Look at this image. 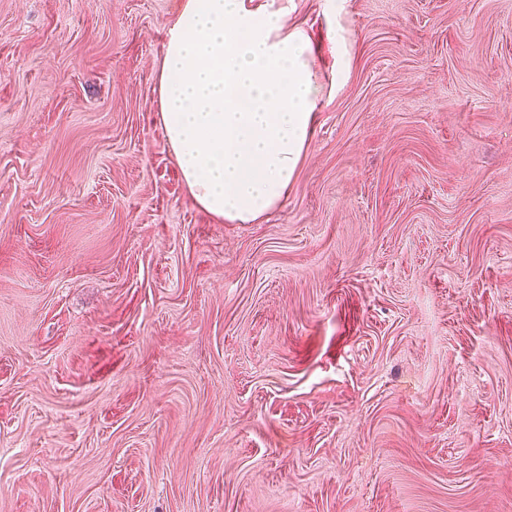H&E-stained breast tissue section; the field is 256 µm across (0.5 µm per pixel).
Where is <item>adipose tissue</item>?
I'll use <instances>...</instances> for the list:
<instances>
[{
	"label": "adipose tissue",
	"instance_id": "1",
	"mask_svg": "<svg viewBox=\"0 0 512 512\" xmlns=\"http://www.w3.org/2000/svg\"><path fill=\"white\" fill-rule=\"evenodd\" d=\"M285 8L178 0L158 74L161 123L198 205L229 224L280 205L322 88L311 38Z\"/></svg>",
	"mask_w": 512,
	"mask_h": 512
}]
</instances>
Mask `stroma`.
Here are the masks:
<instances>
[{"label": "stroma", "instance_id": "1", "mask_svg": "<svg viewBox=\"0 0 512 512\" xmlns=\"http://www.w3.org/2000/svg\"><path fill=\"white\" fill-rule=\"evenodd\" d=\"M324 87L203 210L177 0H0V512H512V0H260Z\"/></svg>", "mask_w": 512, "mask_h": 512}]
</instances>
